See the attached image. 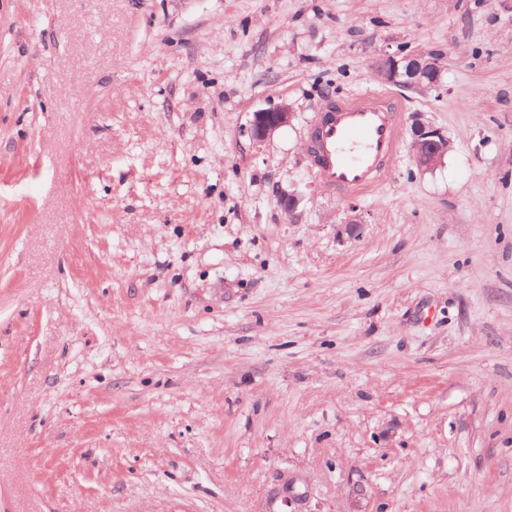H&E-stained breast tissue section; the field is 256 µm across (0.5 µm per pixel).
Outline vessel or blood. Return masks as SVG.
I'll return each mask as SVG.
<instances>
[{"label": "vessel or blood", "instance_id": "b4317fda", "mask_svg": "<svg viewBox=\"0 0 512 512\" xmlns=\"http://www.w3.org/2000/svg\"><path fill=\"white\" fill-rule=\"evenodd\" d=\"M400 109L397 97L376 93L329 100L315 112L308 127L315 148L309 162L324 190L370 194L387 179L398 150L394 116Z\"/></svg>", "mask_w": 512, "mask_h": 512}]
</instances>
